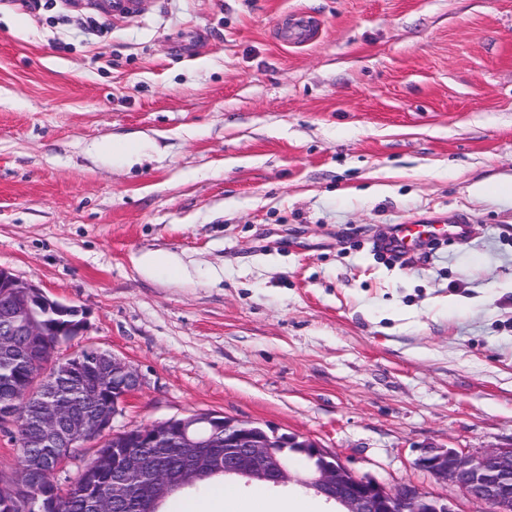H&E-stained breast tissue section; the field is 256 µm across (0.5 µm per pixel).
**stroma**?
<instances>
[{
	"label": "stroma",
	"mask_w": 512,
	"mask_h": 512,
	"mask_svg": "<svg viewBox=\"0 0 512 512\" xmlns=\"http://www.w3.org/2000/svg\"><path fill=\"white\" fill-rule=\"evenodd\" d=\"M428 215L468 240L380 253ZM0 267L139 371L114 431L221 413L488 512L417 460L512 446V0H0Z\"/></svg>",
	"instance_id": "35a3bbf8"
}]
</instances>
